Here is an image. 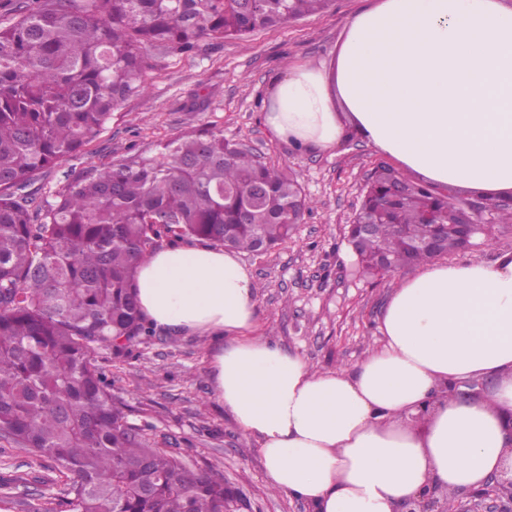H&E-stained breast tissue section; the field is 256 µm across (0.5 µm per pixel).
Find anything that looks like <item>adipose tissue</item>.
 <instances>
[{
	"label": "adipose tissue",
	"mask_w": 512,
	"mask_h": 512,
	"mask_svg": "<svg viewBox=\"0 0 512 512\" xmlns=\"http://www.w3.org/2000/svg\"><path fill=\"white\" fill-rule=\"evenodd\" d=\"M266 122L308 150L350 128L435 188L511 195L512 0H378L330 71L299 65L278 83ZM136 286L157 328L218 341L219 403L254 439L267 486L314 512H397L512 468V251L422 262L391 294L378 345L336 371L260 335L257 285L236 254L169 245L140 263ZM466 380L485 388L449 395Z\"/></svg>",
	"instance_id": "ef3b65f1"
}]
</instances>
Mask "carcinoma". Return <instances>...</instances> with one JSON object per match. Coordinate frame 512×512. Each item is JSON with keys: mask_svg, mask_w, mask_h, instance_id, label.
Wrapping results in <instances>:
<instances>
[{"mask_svg": "<svg viewBox=\"0 0 512 512\" xmlns=\"http://www.w3.org/2000/svg\"><path fill=\"white\" fill-rule=\"evenodd\" d=\"M328 0H10L0 22V436L53 461L66 512H234L224 481L155 448L127 421L95 353L155 335L136 272L175 239L256 253L311 201L288 169L210 129L149 157L92 165L54 201L24 192L146 88L153 50L193 55L321 11ZM469 201L384 165L354 223L362 273L461 247ZM512 226V208L482 200Z\"/></svg>", "mask_w": 512, "mask_h": 512, "instance_id": "obj_1", "label": "carcinoma"}]
</instances>
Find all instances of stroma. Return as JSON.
Wrapping results in <instances>:
<instances>
[{
  "label": "stroma",
  "instance_id": "35a3bbf8",
  "mask_svg": "<svg viewBox=\"0 0 512 512\" xmlns=\"http://www.w3.org/2000/svg\"><path fill=\"white\" fill-rule=\"evenodd\" d=\"M373 0H334L324 12L206 44L189 56L154 52L144 93L128 98L106 129L76 155L35 176L29 192L51 198L92 165L151 155L158 143L207 128L265 161L288 166L312 210L275 248L241 253L258 284V314L273 341L319 370L351 366L375 346L384 306L407 267L365 276L347 241L362 189L383 154L356 133L309 152L277 138L265 115L273 90L300 63L331 69L350 20ZM210 341L157 331L126 358L105 349L96 359L151 444L177 452L187 466H209L223 478L236 512H311L309 503L270 490L252 439L217 401L209 375ZM65 486L56 465L0 439V512H34L59 503Z\"/></svg>",
  "mask_w": 512,
  "mask_h": 512
}]
</instances>
